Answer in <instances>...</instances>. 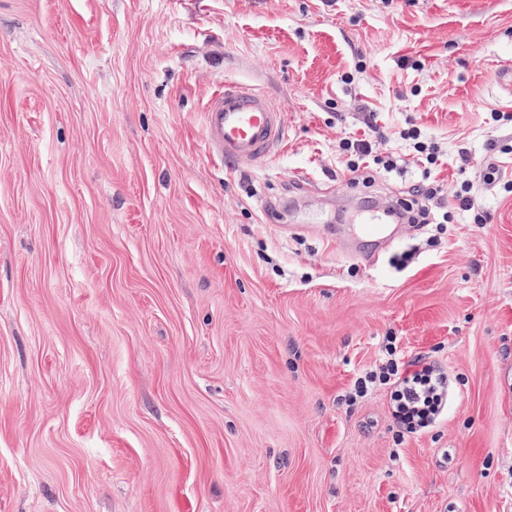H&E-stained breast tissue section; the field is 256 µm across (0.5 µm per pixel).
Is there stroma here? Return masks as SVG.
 Returning a JSON list of instances; mask_svg holds the SVG:
<instances>
[{
    "label": "stroma",
    "instance_id": "35a3bbf8",
    "mask_svg": "<svg viewBox=\"0 0 512 512\" xmlns=\"http://www.w3.org/2000/svg\"><path fill=\"white\" fill-rule=\"evenodd\" d=\"M508 66L512 0H0V512H512ZM228 82L282 112L262 164L206 144ZM371 112L404 169L362 183ZM408 121L488 221L358 261ZM387 336L450 380L426 432L346 401ZM375 138L365 136L343 138L339 141L337 151L350 173L355 174L364 170L392 172L400 168V157L392 152H383Z\"/></svg>",
    "mask_w": 512,
    "mask_h": 512
}]
</instances>
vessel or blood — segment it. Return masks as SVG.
<instances>
[{
    "label": "vessel or blood",
    "instance_id": "1",
    "mask_svg": "<svg viewBox=\"0 0 512 512\" xmlns=\"http://www.w3.org/2000/svg\"><path fill=\"white\" fill-rule=\"evenodd\" d=\"M204 126L210 150L242 165L264 160L287 139L277 106L263 91L246 83H225L207 105ZM362 232L370 243L369 249L355 248V255L362 259L369 250L383 248L391 237L386 224L369 223Z\"/></svg>",
    "mask_w": 512,
    "mask_h": 512
}]
</instances>
